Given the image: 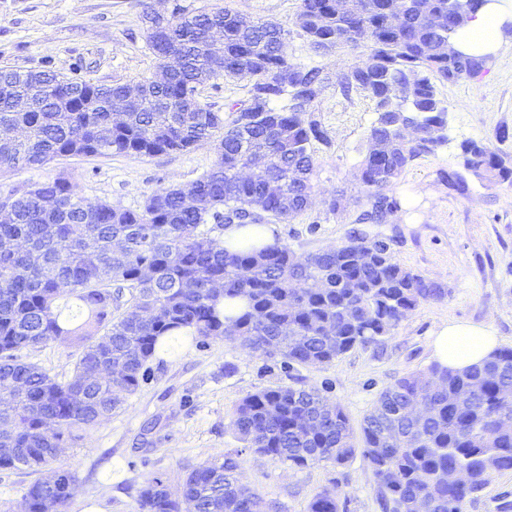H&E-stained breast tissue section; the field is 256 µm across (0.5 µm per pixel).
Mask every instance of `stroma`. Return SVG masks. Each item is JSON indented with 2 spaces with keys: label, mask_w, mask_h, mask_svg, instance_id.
I'll return each instance as SVG.
<instances>
[{
  "label": "stroma",
  "mask_w": 512,
  "mask_h": 512,
  "mask_svg": "<svg viewBox=\"0 0 512 512\" xmlns=\"http://www.w3.org/2000/svg\"><path fill=\"white\" fill-rule=\"evenodd\" d=\"M299 5L300 0H0V69L51 70L99 85L152 77L158 61L148 46V7L167 17L178 8H227L245 20L277 23L287 32L290 61L332 76L361 59L360 48H311L294 24ZM248 87V80L218 76L199 87L198 100L225 113L246 100ZM439 96L448 108L447 145L401 175L393 192L404 206L391 223L359 226V207L336 214L326 202L336 190L356 186L373 102L361 94L343 97L328 84L314 112L329 138L314 146V203L277 223L275 239L303 257L360 230L366 239L388 242L399 264L441 285L445 297L421 303L382 346L353 348L325 367L288 368L280 359L220 339L154 356L148 380L123 409L59 457L58 466L75 478L70 512H139V490L147 479L163 477L175 490L187 469L228 452L238 453L243 481L280 512H308L311 498L324 487L335 490L340 512H382L376 477L363 457L343 465L291 466L245 447L230 414L249 394L304 387L339 404L357 430L384 389L433 364L432 335L443 321L489 326L500 345L512 346V185L470 174L469 192L461 196L439 179L442 171L461 170L460 145L466 140L512 155V35L502 36L486 71L441 85ZM214 160L207 144L153 156L64 157L0 172V201L62 176L90 202L135 209L157 188L193 183ZM77 353L50 341L22 357L66 378Z\"/></svg>",
  "instance_id": "1"
}]
</instances>
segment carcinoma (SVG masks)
<instances>
[{"instance_id":"1","label":"carcinoma","mask_w":512,"mask_h":512,"mask_svg":"<svg viewBox=\"0 0 512 512\" xmlns=\"http://www.w3.org/2000/svg\"><path fill=\"white\" fill-rule=\"evenodd\" d=\"M488 0H301L295 24L315 50L361 46L368 53L336 75L348 97L374 103L358 190L327 201L340 213L366 204L359 224H387L402 209L392 188L405 169L445 143L448 109L438 86L487 69L491 55L454 48L458 30ZM149 22L159 65L180 58L161 84L140 82L141 106L112 122L128 85L73 84L53 71H0V168L41 166L60 157L157 155L210 144L211 169L187 187L144 196L137 209L91 203L65 177L33 186L0 209V469L41 473L27 512L52 501L67 512L74 482L53 466L63 449L112 417L150 375L155 353L187 337H224V301L241 345L293 364L325 367L351 349L377 347L422 302L445 289L398 264L382 240L351 237L299 258L276 242L230 252L214 229L289 221L312 203L313 142L328 144L313 106L330 77L288 59V32L231 11L175 12ZM224 32L223 51L211 31ZM224 75L248 78V97L231 118L196 100ZM286 98L288 104L278 106ZM477 177L512 184V162L476 141L461 144ZM460 195L458 172L440 173ZM48 341L79 348L71 376L58 379L19 353ZM429 408L416 421L408 405ZM230 424L245 447L296 467L370 463L383 512H463L491 479L512 471V347L462 372L437 363L383 390L354 440L348 417L318 392L281 386L245 397ZM462 469L468 482L446 475ZM139 512H266L275 508L240 477L232 454L190 469L179 493L161 476L138 495ZM308 512H339L323 488Z\"/></svg>"}]
</instances>
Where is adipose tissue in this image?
<instances>
[{
	"label": "adipose tissue",
	"mask_w": 512,
	"mask_h": 512,
	"mask_svg": "<svg viewBox=\"0 0 512 512\" xmlns=\"http://www.w3.org/2000/svg\"><path fill=\"white\" fill-rule=\"evenodd\" d=\"M504 2L489 0L475 18L460 29L455 48L466 53L492 51L508 15ZM497 347V338L488 326L446 321L434 334L432 354L441 366L461 371L487 359Z\"/></svg>",
	"instance_id": "1"
}]
</instances>
